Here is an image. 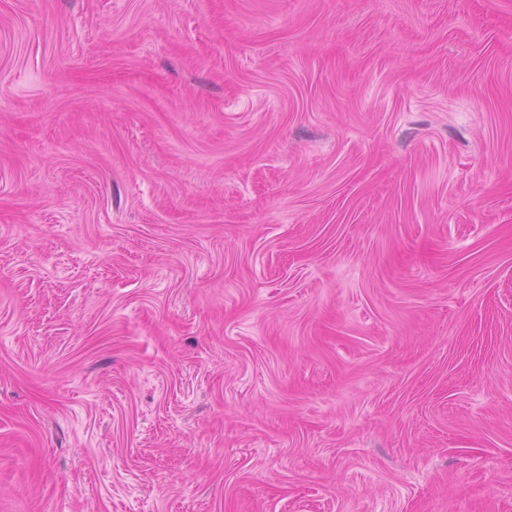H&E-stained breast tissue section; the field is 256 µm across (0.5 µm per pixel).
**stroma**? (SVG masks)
Instances as JSON below:
<instances>
[{
  "label": "stroma",
  "mask_w": 512,
  "mask_h": 512,
  "mask_svg": "<svg viewBox=\"0 0 512 512\" xmlns=\"http://www.w3.org/2000/svg\"><path fill=\"white\" fill-rule=\"evenodd\" d=\"M0 512H512V0H0Z\"/></svg>",
  "instance_id": "obj_1"
}]
</instances>
